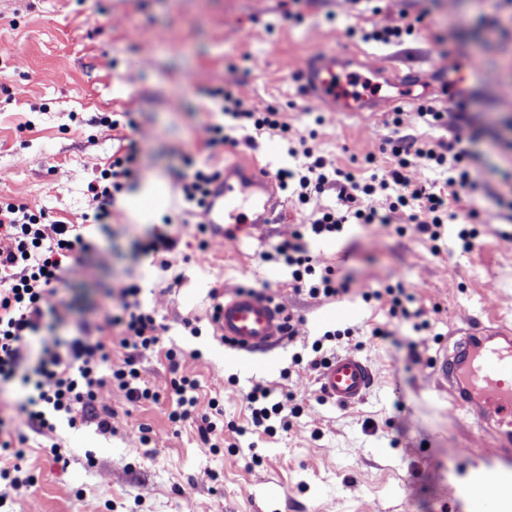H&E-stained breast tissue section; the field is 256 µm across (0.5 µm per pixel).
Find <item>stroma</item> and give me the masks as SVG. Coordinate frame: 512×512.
<instances>
[{"instance_id":"stroma-1","label":"stroma","mask_w":512,"mask_h":512,"mask_svg":"<svg viewBox=\"0 0 512 512\" xmlns=\"http://www.w3.org/2000/svg\"><path fill=\"white\" fill-rule=\"evenodd\" d=\"M404 20L414 31L398 42L364 38ZM333 49L429 73L455 65L468 75L464 110L482 130L470 146L482 190L469 207L480 235L463 253L452 231L435 243L400 215L392 225L354 224L337 239H307L308 250L351 283L347 295L320 300L296 291L287 268L262 256L313 212L339 209L335 190L304 205L289 201L282 223L220 241L202 236L175 175L188 157L219 165L252 154L273 171L295 167L302 160L289 157L288 142L304 136L315 154L364 179L387 165L380 146L394 116L413 137L444 136L411 105L397 115L322 112L302 94L298 71L312 53ZM217 88L257 111L280 112L288 133L265 129L254 132V146L205 150L208 126L224 119L210 96ZM131 146L138 174L125 193L157 177L169 197L150 222L114 205L106 223H95L100 202L88 185ZM509 169L512 0H0V200L81 226L89 244L63 274V320L27 336L18 376L0 382V416L27 435L23 466L34 478L16 489L1 483L0 512H450L445 491L472 468L467 449L477 432L429 383L428 366L463 320L496 312L512 321V223L498 206L512 195L502 179ZM161 234L177 239L174 252H146ZM108 283L137 284L162 327V350L138 361L159 399L132 403L112 390L106 402L117 416L107 434L92 423L31 432L16 412L31 392L22 375L55 339L77 335L85 321L104 323L119 305L101 301ZM397 284L426 311V340L363 299ZM250 286L286 307L297 334L272 353L242 357L216 335L212 295ZM340 308L346 318H337ZM336 329L344 335L325 341L326 354H357L376 372L349 408L320 393L315 369L292 362ZM170 345L186 355L182 371L197 382L199 412L219 402L217 452L201 443L194 421L169 419ZM257 384L300 407L288 429L270 436L252 427L246 395ZM142 424L151 430L146 443Z\"/></svg>"}]
</instances>
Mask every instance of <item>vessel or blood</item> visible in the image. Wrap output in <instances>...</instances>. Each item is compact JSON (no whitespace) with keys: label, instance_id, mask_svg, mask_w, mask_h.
Masks as SVG:
<instances>
[{"label":"vessel or blood","instance_id":"b4317fda","mask_svg":"<svg viewBox=\"0 0 512 512\" xmlns=\"http://www.w3.org/2000/svg\"><path fill=\"white\" fill-rule=\"evenodd\" d=\"M300 78L304 95L323 111L366 115L420 104L431 86L415 69L404 71L391 61L373 62L346 50L313 54ZM286 205L276 176L257 158L237 156L225 160L201 219L211 236L220 238L228 224L279 223ZM218 331L235 350L264 352L287 338L288 315L256 293L236 292L224 299ZM428 378L447 393L463 421L489 441L488 447L469 450L481 464L470 470L466 489L455 492V512H512V326L493 317L464 322L437 351ZM373 382L370 365L348 352L329 359L317 378L321 393L341 407L361 402Z\"/></svg>","mask_w":512,"mask_h":512}]
</instances>
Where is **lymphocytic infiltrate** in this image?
I'll list each match as a JSON object with an SVG mask.
<instances>
[{"instance_id":"obj_1","label":"lymphocytic infiltrate","mask_w":512,"mask_h":512,"mask_svg":"<svg viewBox=\"0 0 512 512\" xmlns=\"http://www.w3.org/2000/svg\"><path fill=\"white\" fill-rule=\"evenodd\" d=\"M221 110L235 123L236 129L287 130L275 110L256 111L232 93H225ZM432 124L447 129L449 139L418 141L407 139L400 128H393L383 139L382 151L390 165L382 174L358 180L352 172L341 169L316 155L306 138H299L289 155L303 153L307 162L298 168L280 169L282 186L293 189L299 203L326 187H336L344 208L325 211L315 218L307 233H294L291 240L277 244L265 253L268 262L287 266L292 281L305 283L311 298H331L348 293L347 284L338 282L332 267H319L301 243L304 235L338 236L349 221L379 224L383 218L377 210L363 208L364 198L392 191L390 212L408 209V220L431 241H438L448 221H455V240L463 252H471L479 232L475 225L460 223V203L470 200L478 185L464 165L468 152L460 142L461 112H431ZM448 171L441 188L418 181L417 166ZM134 174L130 157H115L107 168L90 182L94 197L114 202L125 182ZM84 238L70 224H49L44 214L28 211L22 204L0 200V376L11 377L23 359V346L29 333L39 330L55 307L48 305L62 281L65 258L83 252ZM139 287L124 286L125 302L119 312L110 314L105 324L83 325L82 333L66 342L63 349H46L33 383L34 394L25 408L28 426L39 433L55 429V419L69 426H80L95 420L99 432L112 430L114 411L106 404L109 389L123 391L131 402L158 400L157 391L142 385L138 358L144 353L163 350L171 374L169 386L176 406L169 415L172 422L197 418L198 433L204 444L217 438L219 419L215 414L218 401H211L210 413L197 415V383L181 370L183 353L174 346L162 347L160 326L153 312L144 310L137 299ZM365 300L388 305L391 318L411 323L418 332L428 331L430 322L422 308L413 304L414 297L403 287L386 288L365 293ZM120 346L126 355L121 363H113L112 348Z\"/></svg>"}]
</instances>
